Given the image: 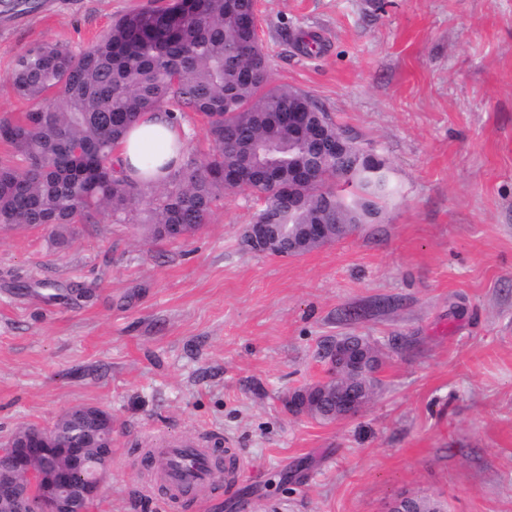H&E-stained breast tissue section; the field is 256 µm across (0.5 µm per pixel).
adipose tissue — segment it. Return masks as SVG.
<instances>
[{"label": "adipose tissue", "instance_id": "obj_1", "mask_svg": "<svg viewBox=\"0 0 512 512\" xmlns=\"http://www.w3.org/2000/svg\"><path fill=\"white\" fill-rule=\"evenodd\" d=\"M185 141L179 128L163 111L144 114L117 150L124 173L141 180L152 176L157 165L178 161Z\"/></svg>", "mask_w": 512, "mask_h": 512}]
</instances>
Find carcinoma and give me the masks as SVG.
<instances>
[{"label":"carcinoma","mask_w":512,"mask_h":512,"mask_svg":"<svg viewBox=\"0 0 512 512\" xmlns=\"http://www.w3.org/2000/svg\"><path fill=\"white\" fill-rule=\"evenodd\" d=\"M255 0H168L132 9L89 49L42 41L13 61V94L31 103L18 117L0 118V140L12 157L0 161V226L48 229L58 237L72 224L131 223L143 216L150 238L193 236L235 188L262 192L278 215L285 251L301 255L305 224L341 222L338 237L380 213L389 175L379 158L349 162L341 182L309 147L293 140L287 112L302 91L272 82L268 58L249 21ZM294 48L320 52L318 38L298 31ZM162 109L176 123L192 112L204 122L212 153L185 150L161 167L159 184L129 178L112 159L116 144L140 115ZM81 154L73 153L74 146ZM244 174L238 186L224 170ZM339 382L313 384L323 406L311 415L332 421L330 398Z\"/></svg>","instance_id":"obj_1"}]
</instances>
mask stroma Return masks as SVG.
<instances>
[{"mask_svg": "<svg viewBox=\"0 0 512 512\" xmlns=\"http://www.w3.org/2000/svg\"><path fill=\"white\" fill-rule=\"evenodd\" d=\"M0 0V117L27 46L82 52L125 11L166 0ZM274 83L299 89L385 160L374 221L303 255L242 243L263 200L225 193L192 238L144 225L0 228V442L77 405L112 415V465L90 512H168L144 494L145 438L234 449L184 512H512V0H259ZM313 33V56L292 44ZM360 311L357 319L348 318ZM383 352L357 415L324 423L284 399L321 377V348Z\"/></svg>", "mask_w": 512, "mask_h": 512, "instance_id": "stroma-1", "label": "stroma"}]
</instances>
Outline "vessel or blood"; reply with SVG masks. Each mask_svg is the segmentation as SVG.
Wrapping results in <instances>:
<instances>
[{"instance_id":"b4317fda","label":"vessel or blood","mask_w":512,"mask_h":512,"mask_svg":"<svg viewBox=\"0 0 512 512\" xmlns=\"http://www.w3.org/2000/svg\"><path fill=\"white\" fill-rule=\"evenodd\" d=\"M147 443L143 461L154 479V489L163 492L168 508H183L198 500L212 482L203 442L159 433L150 436Z\"/></svg>"}]
</instances>
